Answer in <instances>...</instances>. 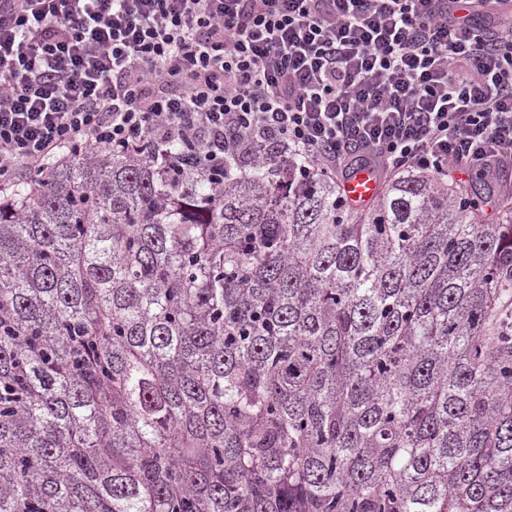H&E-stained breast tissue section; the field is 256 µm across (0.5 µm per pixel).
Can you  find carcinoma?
Masks as SVG:
<instances>
[{
  "mask_svg": "<svg viewBox=\"0 0 512 512\" xmlns=\"http://www.w3.org/2000/svg\"><path fill=\"white\" fill-rule=\"evenodd\" d=\"M174 151L0 199V512H512V188ZM343 187L349 198L357 203H364L375 197L378 183L371 170L362 169L346 180Z\"/></svg>",
  "mask_w": 512,
  "mask_h": 512,
  "instance_id": "carcinoma-1",
  "label": "carcinoma"
}]
</instances>
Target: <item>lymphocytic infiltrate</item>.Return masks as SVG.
I'll list each match as a JSON object with an SVG mask.
<instances>
[{"instance_id":"1","label":"lymphocytic infiltrate","mask_w":512,"mask_h":512,"mask_svg":"<svg viewBox=\"0 0 512 512\" xmlns=\"http://www.w3.org/2000/svg\"><path fill=\"white\" fill-rule=\"evenodd\" d=\"M222 166L252 140L331 177L512 170L499 0H0V188L73 146Z\"/></svg>"}]
</instances>
